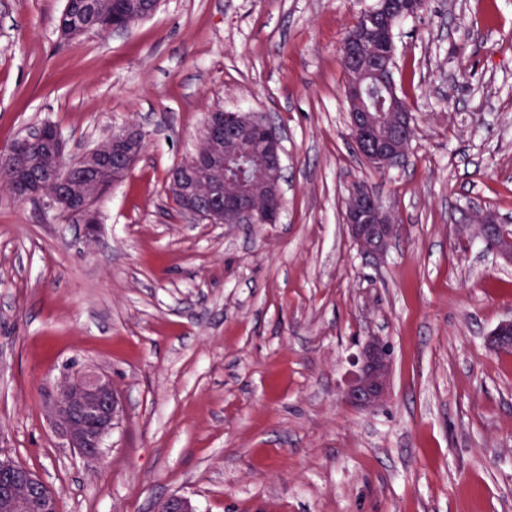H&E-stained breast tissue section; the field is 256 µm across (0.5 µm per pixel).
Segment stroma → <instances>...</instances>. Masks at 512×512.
Wrapping results in <instances>:
<instances>
[{"mask_svg":"<svg viewBox=\"0 0 512 512\" xmlns=\"http://www.w3.org/2000/svg\"><path fill=\"white\" fill-rule=\"evenodd\" d=\"M376 0H161L129 31L62 41L64 0H0V150L43 122L69 156L139 127L94 239L0 190V453L59 512H512V265L473 208L512 225V0H430L394 29L416 117L405 166L356 152L340 47ZM284 134L275 224H193L168 174L213 106ZM364 180L401 232L362 255L345 197ZM393 351L388 400L348 405L350 358ZM104 371L124 415L85 460L45 404Z\"/></svg>","mask_w":512,"mask_h":512,"instance_id":"35a3bbf8","label":"stroma"}]
</instances>
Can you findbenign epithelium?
Masks as SVG:
<instances>
[{
    "label": "benign epithelium",
    "instance_id": "benign-epithelium-1",
    "mask_svg": "<svg viewBox=\"0 0 512 512\" xmlns=\"http://www.w3.org/2000/svg\"><path fill=\"white\" fill-rule=\"evenodd\" d=\"M340 56L346 73L344 97L363 96V80L381 67L366 50L365 39L348 35ZM353 138L362 161L372 169L398 167L408 153L401 152L405 136L415 139V118L410 112L394 111L393 122L382 125L376 113L359 108L348 113ZM46 126L31 128L0 154V171H14L23 165L35 141L45 144L43 161L36 179L20 185L17 200L35 201L44 194L38 184L49 181L60 190L50 196L57 210L82 223L97 219L85 199L97 196L106 184V175L121 181L138 158L143 134L130 128L114 130L110 139L70 160L57 133L46 138ZM283 134L265 116L250 112H210L199 135L196 151L180 164L171 182V194L192 223L274 224L285 206L283 188ZM255 159L260 171L249 179L232 180L228 168L233 160ZM345 221L358 250L365 256L385 253L398 237L400 225L364 181L354 184L345 206ZM476 233L489 242L503 260L512 262V226L500 224L489 213H474ZM489 345L512 350V319L492 331ZM351 380L343 391L344 401L362 409L375 408L389 395L392 351L388 342L373 336L352 357ZM57 432L69 447L88 459H96L104 441L122 414L112 379L104 372L75 371L58 384L49 402ZM0 476L8 482L0 486V512H58L56 495L26 468L0 456ZM157 512H195L192 501L171 495L159 501Z\"/></svg>",
    "mask_w": 512,
    "mask_h": 512
}]
</instances>
